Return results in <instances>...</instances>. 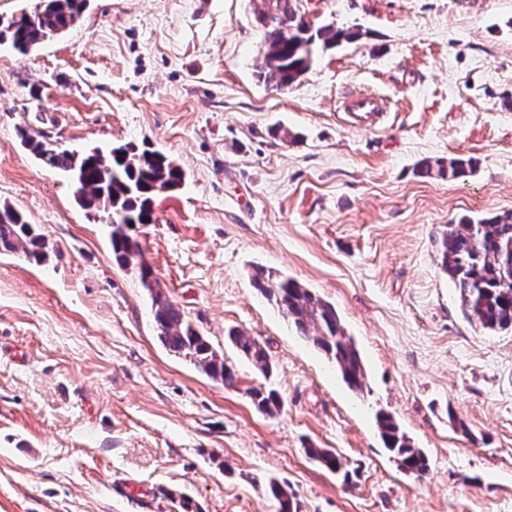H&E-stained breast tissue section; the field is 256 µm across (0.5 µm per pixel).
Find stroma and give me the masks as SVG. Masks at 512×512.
<instances>
[{
  "mask_svg": "<svg viewBox=\"0 0 512 512\" xmlns=\"http://www.w3.org/2000/svg\"><path fill=\"white\" fill-rule=\"evenodd\" d=\"M265 0H90L23 55L0 45V206L48 258L0 254V512H512V330L471 325L438 261L446 224L512 211V0H293L359 31L292 86L259 78ZM382 97L371 128L338 106ZM157 150L181 167L143 259L236 373L225 387L158 339L105 214L21 145ZM476 157L474 173L423 162ZM261 265L339 314L365 366L352 391L251 280ZM262 344L263 373L228 329ZM283 405L260 413L249 391ZM391 414L430 469L404 473ZM458 416L465 430L450 422ZM332 448L347 476L311 461Z\"/></svg>",
  "mask_w": 512,
  "mask_h": 512,
  "instance_id": "35a3bbf8",
  "label": "stroma"
}]
</instances>
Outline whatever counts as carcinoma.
I'll return each mask as SVG.
<instances>
[{"label": "carcinoma", "mask_w": 512, "mask_h": 512, "mask_svg": "<svg viewBox=\"0 0 512 512\" xmlns=\"http://www.w3.org/2000/svg\"><path fill=\"white\" fill-rule=\"evenodd\" d=\"M88 0H39L31 11L10 19H0V44L8 42L26 54L43 41L75 26L86 11ZM267 51L258 65L265 83L276 88L294 84L312 66L320 49H331L350 42L359 34L324 25L308 26L293 10L283 19L272 8L262 14ZM23 146L47 165L69 173L77 184L78 205L91 212H122L123 221L110 224L112 254L122 267L136 271L142 286L150 293L153 317L162 345L176 356L189 360L215 381L231 386L234 371L224 363L193 321L171 301L150 265L142 260L139 243L127 229L133 224H148L154 198L182 184V169L165 155L145 149L116 148L108 155L100 152L80 155L68 149H51L34 136L22 135ZM473 158H452L438 173L450 179L474 171ZM44 237L19 211L0 206V254H22L28 261L46 259ZM440 266L458 290L465 318L488 331L512 329V212L482 219L463 216L443 231L439 241ZM258 291L281 308L297 332L312 341L336 364L343 381L354 391L363 389L365 368L353 337L349 336L336 308L299 284L262 266L252 270ZM229 338L261 370L270 368L265 347L256 340L231 329ZM255 408L272 415L281 408V398L273 390L255 388L251 392ZM382 440L398 458L401 468L416 477L428 470V457L414 447L389 415L378 419ZM307 456L332 472L344 462L329 448H307ZM278 503V512H293L294 495L288 485L276 481L268 486Z\"/></svg>", "instance_id": "cac0c4a2"}]
</instances>
